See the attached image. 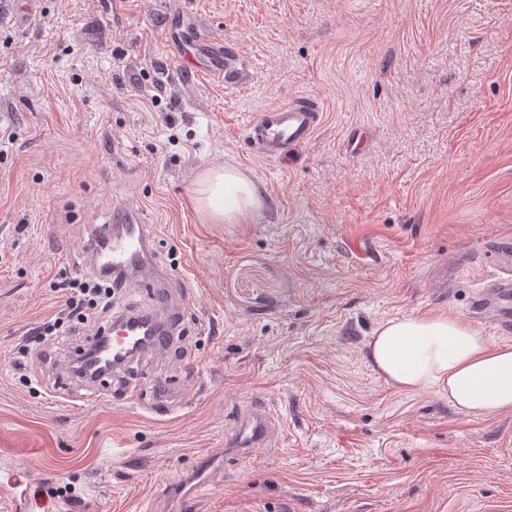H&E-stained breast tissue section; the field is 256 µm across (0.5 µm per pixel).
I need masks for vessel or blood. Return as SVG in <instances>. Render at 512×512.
<instances>
[{
  "instance_id": "obj_1",
  "label": "vessel or blood",
  "mask_w": 512,
  "mask_h": 512,
  "mask_svg": "<svg viewBox=\"0 0 512 512\" xmlns=\"http://www.w3.org/2000/svg\"><path fill=\"white\" fill-rule=\"evenodd\" d=\"M194 43L208 64L199 66L181 53L176 58L180 73L191 78L205 71L225 74L235 69L234 52L223 41L199 34ZM323 122L317 105L297 98L259 113L249 124L246 137L259 157L286 166L313 140ZM94 236L105 241L104 247H88L95 269L121 276L126 293H139L146 287L151 290L145 306L115 313L105 331L110 339L106 355L113 360L112 371L117 374L138 359L144 337L152 339L150 352L167 350L177 333L172 312L177 283L151 260L154 234L137 220L133 208L125 205L114 211L111 223L97 227ZM473 308L475 314L489 316L500 328L512 327V281L493 282L475 297ZM266 436V413L256 408L240 419L231 440L246 450L264 447ZM218 466V460L211 456L201 457L181 482L168 484V495L176 503H184L198 487L212 483Z\"/></svg>"
}]
</instances>
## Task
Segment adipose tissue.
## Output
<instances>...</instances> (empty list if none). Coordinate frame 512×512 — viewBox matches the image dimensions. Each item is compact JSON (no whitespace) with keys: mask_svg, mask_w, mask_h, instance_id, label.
I'll return each instance as SVG.
<instances>
[{"mask_svg":"<svg viewBox=\"0 0 512 512\" xmlns=\"http://www.w3.org/2000/svg\"><path fill=\"white\" fill-rule=\"evenodd\" d=\"M194 202L208 224H243L262 205L259 187L235 169H208ZM372 364L406 390L437 387L460 411H512V347H490L463 321L447 315H408L376 329L369 342Z\"/></svg>","mask_w":512,"mask_h":512,"instance_id":"1","label":"adipose tissue"}]
</instances>
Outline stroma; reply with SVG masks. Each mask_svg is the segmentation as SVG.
Segmentation results:
<instances>
[{
	"label": "stroma",
	"instance_id": "1",
	"mask_svg": "<svg viewBox=\"0 0 512 512\" xmlns=\"http://www.w3.org/2000/svg\"><path fill=\"white\" fill-rule=\"evenodd\" d=\"M238 72L182 83L186 32ZM304 96L325 121L290 168L247 125ZM362 132L366 147L351 153ZM259 183L245 224L202 223L198 174ZM130 203L181 281L166 356L92 385L62 327L31 384L20 346L89 273L93 230ZM512 279V0H38L0 7V512H173L165 483L205 453L187 512H512V412H460L368 359L387 320L447 314L490 345L478 291ZM274 431L225 438L248 407Z\"/></svg>",
	"mask_w": 512,
	"mask_h": 512
}]
</instances>
